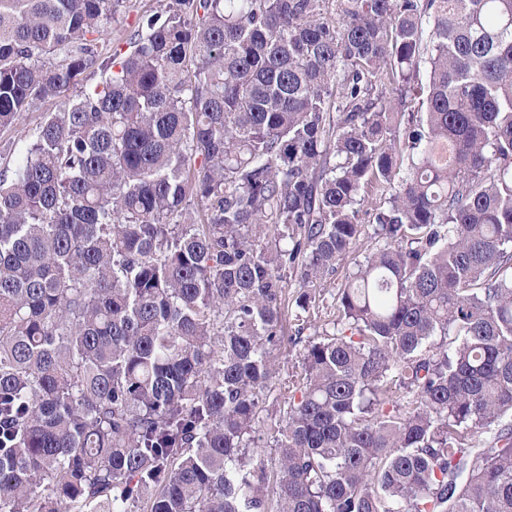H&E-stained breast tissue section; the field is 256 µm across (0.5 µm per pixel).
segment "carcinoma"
I'll return each instance as SVG.
<instances>
[{
    "label": "carcinoma",
    "instance_id": "cac0c4a2",
    "mask_svg": "<svg viewBox=\"0 0 512 512\" xmlns=\"http://www.w3.org/2000/svg\"><path fill=\"white\" fill-rule=\"evenodd\" d=\"M121 4L0 0V512H512V0ZM159 4L158 0H124L100 36L102 52L111 54L116 49L126 51L127 39L137 29L140 19L155 12ZM57 109V100H45L37 108L23 112L12 127L0 130V169L5 165L14 168L17 153H13V150L9 152L12 143H16L24 137L30 130L38 126L47 114L56 112ZM353 270V264H347L344 269H339V272L337 275L331 277V279L328 280L327 283H325V288L321 292L322 296L320 297L319 302L316 300V304L318 303L319 309H317V306L314 310V313L312 310H310L311 323H308L307 326L305 324V329L303 331V337L306 339V337H316L317 335L323 334L325 330L331 331V326L327 325V317L325 312L327 311V314L329 313L330 309L335 304L336 300V292L338 288L340 287V284L344 280V274ZM304 344H299L296 347L286 344L281 348L274 350L272 355L275 360L276 368L278 369L279 376L274 378V383L288 377V374L299 371L301 368L300 355L303 350ZM275 393L276 391L273 392L274 395ZM274 395H272L269 400L266 401L264 408L265 410L260 414V421L257 426L260 435L264 437H262V441H259L257 444H255V448H251V450L256 452L258 456H261L265 459L269 467L271 466V462L274 463V455L273 450L269 447L271 445L270 441L272 442L270 435L268 436L269 439H267L269 432L268 428L271 422H273L275 418L277 419L279 417V410L282 407V403L279 405V401L276 402L273 400Z\"/></svg>",
    "mask_w": 512,
    "mask_h": 512
}]
</instances>
